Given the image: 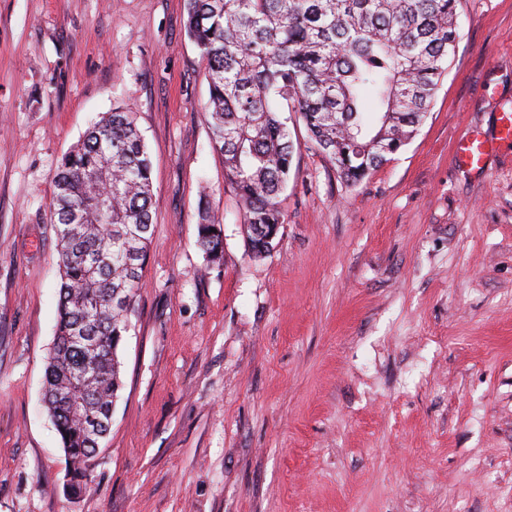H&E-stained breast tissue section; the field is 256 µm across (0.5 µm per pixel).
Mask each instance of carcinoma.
Masks as SVG:
<instances>
[{"label":"carcinoma","mask_w":512,"mask_h":512,"mask_svg":"<svg viewBox=\"0 0 512 512\" xmlns=\"http://www.w3.org/2000/svg\"><path fill=\"white\" fill-rule=\"evenodd\" d=\"M459 0H186L205 63L210 140L252 254L276 245L295 152L285 112L357 184L414 136L455 55ZM151 162L134 113L101 116L57 164L50 202L60 285L43 403L72 488L110 432L153 236ZM198 245L224 260L219 217L199 207Z\"/></svg>","instance_id":"carcinoma-1"}]
</instances>
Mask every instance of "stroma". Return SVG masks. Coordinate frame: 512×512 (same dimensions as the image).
<instances>
[{
  "label": "stroma",
  "instance_id": "1",
  "mask_svg": "<svg viewBox=\"0 0 512 512\" xmlns=\"http://www.w3.org/2000/svg\"><path fill=\"white\" fill-rule=\"evenodd\" d=\"M416 136L358 185L297 144L253 257L205 114L185 0H0V512H512V0H460ZM133 112L153 238L91 483L67 495L42 403L61 156ZM224 264L197 243L200 199ZM498 143L512 144L511 112L501 113L498 135L495 140L474 132L462 136L456 146V159L462 166L476 172L482 171L487 157L494 151Z\"/></svg>",
  "mask_w": 512,
  "mask_h": 512
}]
</instances>
